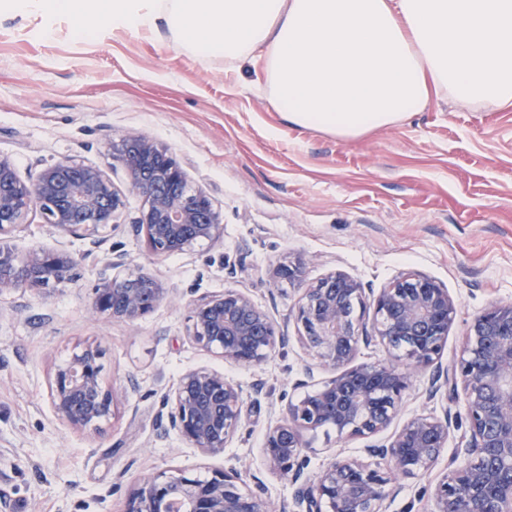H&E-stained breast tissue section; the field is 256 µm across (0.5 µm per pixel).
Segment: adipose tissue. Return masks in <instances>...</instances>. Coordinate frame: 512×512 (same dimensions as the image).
Instances as JSON below:
<instances>
[{
    "mask_svg": "<svg viewBox=\"0 0 512 512\" xmlns=\"http://www.w3.org/2000/svg\"><path fill=\"white\" fill-rule=\"evenodd\" d=\"M0 13L165 28L203 57L260 59L288 123L355 139L423 111L512 105V0H0Z\"/></svg>",
    "mask_w": 512,
    "mask_h": 512,
    "instance_id": "adipose-tissue-1",
    "label": "adipose tissue"
}]
</instances>
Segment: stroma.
<instances>
[{
  "label": "stroma",
  "mask_w": 512,
  "mask_h": 512,
  "mask_svg": "<svg viewBox=\"0 0 512 512\" xmlns=\"http://www.w3.org/2000/svg\"><path fill=\"white\" fill-rule=\"evenodd\" d=\"M75 20L0 15V157L34 181L50 163L100 167L125 196L119 224L93 237L62 232L31 212L7 239L18 255L56 252L73 277L0 295V512H123L148 473L206 475L230 467L262 485L275 512L292 489L262 464L266 430L288 400L334 377L296 340V292L274 288L276 262L303 258L306 282L344 272L380 290L421 272L460 303L441 359L450 364L471 318L512 303V106L461 108L447 93L404 121L344 140L301 129L271 102L262 71L203 58L167 31L113 29L75 37ZM136 131L165 146L190 182L213 199L224 232L167 257L149 251L132 221L142 200L110 145ZM157 279L165 299L135 325L91 312L105 264ZM236 288L276 323L285 341L262 365L228 364L187 336L192 304ZM105 351L103 377L120 405L101 432L55 416L49 383L74 347ZM206 367L237 383L249 415L224 451L201 453L167 429L163 397L187 370ZM414 378L399 422L463 413ZM389 432L338 440L311 436L308 475L336 451L350 455ZM448 466L402 478L385 512H433L431 487Z\"/></svg>",
  "instance_id": "35a3bbf8"
}]
</instances>
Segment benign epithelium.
<instances>
[{
	"label": "benign epithelium",
	"mask_w": 512,
	"mask_h": 512,
	"mask_svg": "<svg viewBox=\"0 0 512 512\" xmlns=\"http://www.w3.org/2000/svg\"><path fill=\"white\" fill-rule=\"evenodd\" d=\"M112 158L129 172L143 199L136 231L152 253L168 256L218 237L221 213L209 194L193 187L182 164L137 133L112 144ZM123 195L97 166L71 159L22 180L0 158V236L38 212L66 231L94 235L115 223ZM73 261L50 252L20 259L0 242V294L63 280ZM276 285L300 292L294 320L298 340L336 376L306 397L289 401L284 416L265 435L263 460L293 489L291 512H383L392 479L429 472L447 447L452 417L420 415L383 445L365 449L373 461L334 453L314 478L305 476V434L332 428L340 439L373 435L396 418L414 373L429 371L433 398H463L466 430L433 490L435 512H512V303L489 305L469 323L452 365L439 359L456 322L459 303L448 289L420 273H405L376 296L351 276L334 272L304 280V261L284 260L273 269ZM91 310L131 324L163 299L164 288L141 274H100ZM188 337L233 364L259 366L285 337L271 318L239 291L206 296L191 308ZM377 340L397 364H353L359 342ZM103 351L87 346L56 368L50 399L57 418L77 430L97 431L115 416L118 402L101 383ZM169 427L206 454L221 452L241 427L248 407L239 385L224 373L185 372L174 391ZM123 512H268L261 488L248 487L237 469L207 477L152 473L125 501Z\"/></svg>",
	"instance_id": "benign-epithelium-1"
}]
</instances>
